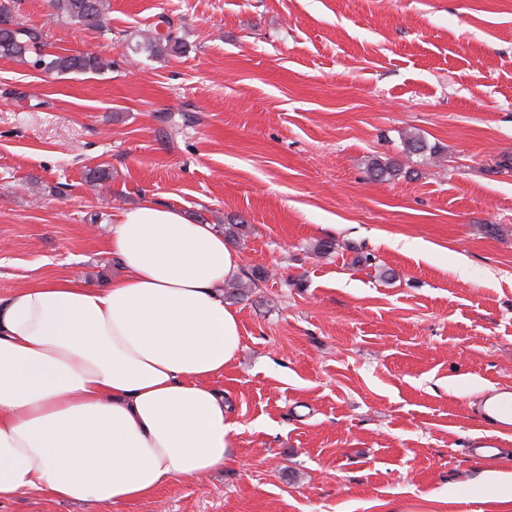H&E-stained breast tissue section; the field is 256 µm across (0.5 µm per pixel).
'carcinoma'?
I'll return each mask as SVG.
<instances>
[{
	"mask_svg": "<svg viewBox=\"0 0 512 512\" xmlns=\"http://www.w3.org/2000/svg\"><path fill=\"white\" fill-rule=\"evenodd\" d=\"M50 4L54 18L78 23L87 28L103 27L108 10L107 0H50ZM41 46L43 30L18 22L12 13L10 3L1 2L0 57L11 58L33 68L56 73H96L111 67V62L95 53L42 54L37 52V48ZM182 47L183 39L177 29H171L164 36L156 32L143 40L126 41L127 51L134 55L176 53ZM256 286L257 283L253 280L247 282L237 277L224 284V299L243 298L247 289Z\"/></svg>",
	"mask_w": 512,
	"mask_h": 512,
	"instance_id": "obj_1",
	"label": "carcinoma"
}]
</instances>
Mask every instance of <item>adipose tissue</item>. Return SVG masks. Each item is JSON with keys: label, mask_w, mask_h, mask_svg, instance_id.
Returning a JSON list of instances; mask_svg holds the SVG:
<instances>
[{"label": "adipose tissue", "mask_w": 512, "mask_h": 512, "mask_svg": "<svg viewBox=\"0 0 512 512\" xmlns=\"http://www.w3.org/2000/svg\"><path fill=\"white\" fill-rule=\"evenodd\" d=\"M106 248L109 286L37 277L0 300V503L121 505L235 458L213 380L241 348L239 253L148 197L113 213Z\"/></svg>", "instance_id": "adipose-tissue-1"}]
</instances>
